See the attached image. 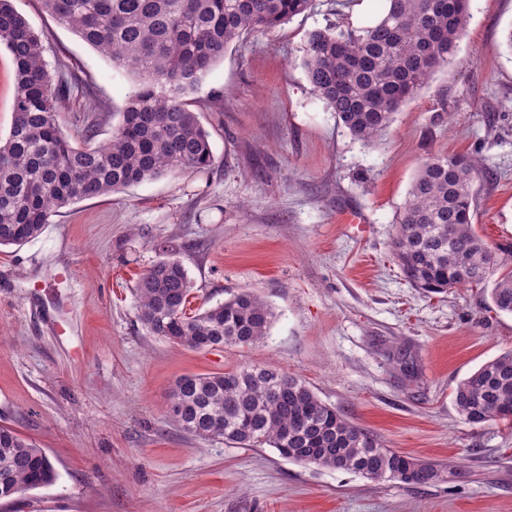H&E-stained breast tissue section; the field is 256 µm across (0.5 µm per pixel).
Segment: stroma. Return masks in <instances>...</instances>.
<instances>
[{
    "mask_svg": "<svg viewBox=\"0 0 512 512\" xmlns=\"http://www.w3.org/2000/svg\"><path fill=\"white\" fill-rule=\"evenodd\" d=\"M13 5L50 74L86 89L62 103L64 133L81 140L90 124L94 144L109 142L130 79L41 0ZM381 10L313 0L229 48L194 106L211 135L207 170L77 201L33 241L0 249V424L45 448L57 473L0 512H512V421L471 425L454 405L461 380L512 349V315L475 288H411L390 253L411 183L436 154L478 159L475 229L512 242V0H470L454 62L366 145L301 59L310 31L351 30ZM170 253L188 271V312L244 290L267 300L264 341L193 350L148 334L135 282ZM253 364L301 377L388 447L445 466L443 480L374 482L170 420L178 377Z\"/></svg>",
    "mask_w": 512,
    "mask_h": 512,
    "instance_id": "35a3bbf8",
    "label": "stroma"
}]
</instances>
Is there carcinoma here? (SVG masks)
Segmentation results:
<instances>
[{"label":"carcinoma","mask_w":512,"mask_h":512,"mask_svg":"<svg viewBox=\"0 0 512 512\" xmlns=\"http://www.w3.org/2000/svg\"><path fill=\"white\" fill-rule=\"evenodd\" d=\"M44 9L100 54L133 87L112 140L92 145L64 134L58 103L71 90L54 80L38 34L0 0V45L17 83L7 139L0 143V247L38 237L52 216L77 200L210 166V133L191 109L193 95L232 46L306 12L312 0H42ZM469 21V0H384L379 16L349 32L308 34L302 66L314 92L350 135L375 142L404 102L452 62ZM477 163L433 155L409 191L391 251L413 288L441 293L482 287L487 306L512 314V272L488 279L512 254L477 235ZM145 330L194 350L252 345L267 336L274 312L242 291L193 314L190 280L174 254L138 278ZM454 403L471 425L512 420V350L458 383ZM171 419L187 434L239 448L267 445L285 459L421 486L444 467L387 447L323 402L306 382L269 365L189 374L169 394ZM56 472L44 449L0 425V482L18 491L47 487Z\"/></svg>","instance_id":"cac0c4a2"}]
</instances>
